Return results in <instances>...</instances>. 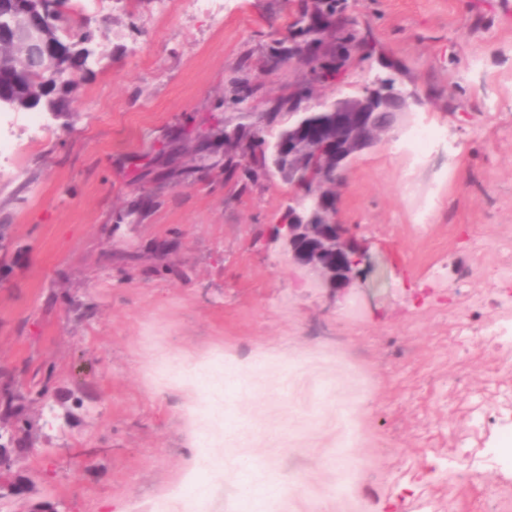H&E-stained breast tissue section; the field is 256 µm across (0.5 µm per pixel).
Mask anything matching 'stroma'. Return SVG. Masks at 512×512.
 Returning a JSON list of instances; mask_svg holds the SVG:
<instances>
[{
    "instance_id": "35a3bbf8",
    "label": "stroma",
    "mask_w": 512,
    "mask_h": 512,
    "mask_svg": "<svg viewBox=\"0 0 512 512\" xmlns=\"http://www.w3.org/2000/svg\"><path fill=\"white\" fill-rule=\"evenodd\" d=\"M300 2L98 0L70 111L37 134L0 112V388L46 391L0 512H459L449 449L475 404L512 419V348L492 373L451 334L512 325L493 273L512 267V0H346L376 51L299 110L400 68L417 101L347 167L336 216L380 269L336 295L271 241L294 187L224 166L225 131L275 132L309 86L267 64ZM419 127L427 172L402 144ZM188 356L210 369L182 386Z\"/></svg>"
}]
</instances>
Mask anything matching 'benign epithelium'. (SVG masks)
Here are the masks:
<instances>
[{
    "instance_id": "7a95c632",
    "label": "benign epithelium",
    "mask_w": 512,
    "mask_h": 512,
    "mask_svg": "<svg viewBox=\"0 0 512 512\" xmlns=\"http://www.w3.org/2000/svg\"><path fill=\"white\" fill-rule=\"evenodd\" d=\"M61 21L58 3L44 0L40 15L15 18L0 25V41L24 42L29 59L37 60L42 56L44 45L34 36V31ZM409 98L407 93L392 94L377 104L375 97L366 91L344 98V104L336 106L334 138L315 134L305 121H298L293 138L274 146L276 158L288 157V183L295 187L312 182L315 163L322 156L332 162L341 158L351 161L404 120L409 111ZM302 211L303 205L298 201L288 205L285 209L288 217L274 225L273 241L305 280L332 292L348 289L361 267L369 264L366 252L348 234L346 225L335 219L328 226L311 224Z\"/></svg>"
}]
</instances>
